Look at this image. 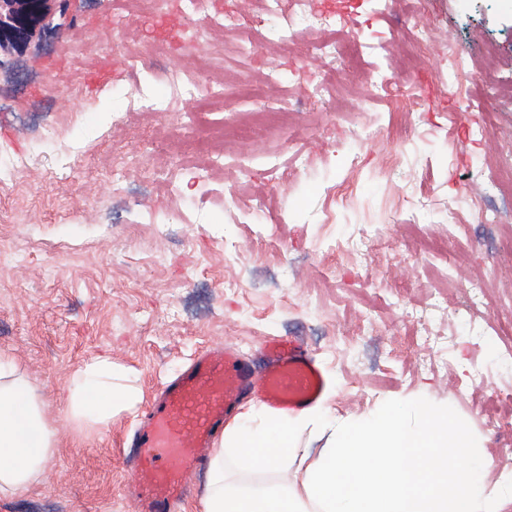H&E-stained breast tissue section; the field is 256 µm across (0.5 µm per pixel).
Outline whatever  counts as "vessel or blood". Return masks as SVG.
Instances as JSON below:
<instances>
[{"label":"vessel or blood","mask_w":512,"mask_h":512,"mask_svg":"<svg viewBox=\"0 0 512 512\" xmlns=\"http://www.w3.org/2000/svg\"><path fill=\"white\" fill-rule=\"evenodd\" d=\"M326 376L307 350L273 338L261 365L235 347H202L164 383L133 432L125 497L135 512H178L214 441L240 402L255 397L271 410L294 412L318 403Z\"/></svg>","instance_id":"obj_1"}]
</instances>
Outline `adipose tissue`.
I'll return each mask as SVG.
<instances>
[{
  "instance_id": "ef3b65f1",
  "label": "adipose tissue",
  "mask_w": 512,
  "mask_h": 512,
  "mask_svg": "<svg viewBox=\"0 0 512 512\" xmlns=\"http://www.w3.org/2000/svg\"><path fill=\"white\" fill-rule=\"evenodd\" d=\"M127 368L111 359L85 364L67 389L64 413L78 429H105L137 392ZM55 419L17 358L0 352V496L28 493L58 446Z\"/></svg>"
}]
</instances>
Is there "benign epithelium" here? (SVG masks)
Masks as SVG:
<instances>
[{
  "label": "benign epithelium",
  "mask_w": 512,
  "mask_h": 512,
  "mask_svg": "<svg viewBox=\"0 0 512 512\" xmlns=\"http://www.w3.org/2000/svg\"><path fill=\"white\" fill-rule=\"evenodd\" d=\"M66 5L67 0H0V51L22 48L52 33L53 18Z\"/></svg>",
  "instance_id": "1"
}]
</instances>
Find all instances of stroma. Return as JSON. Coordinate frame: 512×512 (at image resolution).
<instances>
[{
    "mask_svg": "<svg viewBox=\"0 0 512 512\" xmlns=\"http://www.w3.org/2000/svg\"><path fill=\"white\" fill-rule=\"evenodd\" d=\"M343 31L335 62L311 53L315 30L246 56L230 32L206 31V112L169 101L166 75L192 78L198 63L127 0H69L54 34L0 54V158L26 162L0 181V351L59 414L100 356L138 393L109 428L58 421L41 482L0 497V512H131L123 443L155 390L204 345L253 354L288 336L330 380V425L424 397L484 439L488 483L512 480V434L483 412L512 391V367L499 337L472 333L512 320V254L499 247L512 204L486 173L512 169V0L359 4ZM128 51L149 65L134 83L121 77ZM463 61L461 93L447 78ZM327 72L333 96L305 95ZM378 75L419 99L380 98ZM245 78L261 79L260 100L227 94ZM139 86L167 114L125 111ZM258 193L273 206L256 217ZM473 282L486 286L476 299Z\"/></svg>",
    "mask_w": 512,
    "mask_h": 512,
    "instance_id": "stroma-1",
    "label": "stroma"
}]
</instances>
